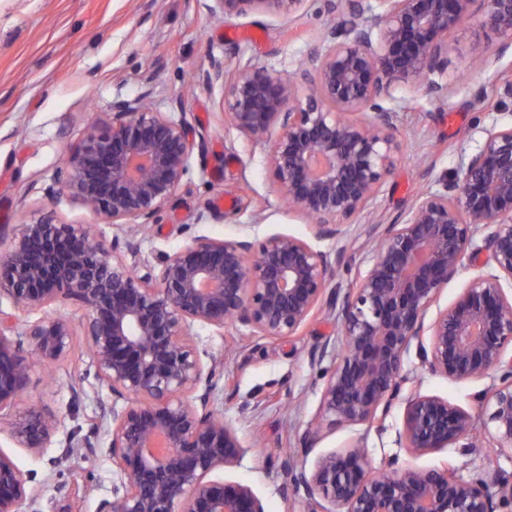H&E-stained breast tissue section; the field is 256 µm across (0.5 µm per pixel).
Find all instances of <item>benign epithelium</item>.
I'll list each match as a JSON object with an SVG mask.
<instances>
[{
  "instance_id": "benign-epithelium-1",
  "label": "benign epithelium",
  "mask_w": 512,
  "mask_h": 512,
  "mask_svg": "<svg viewBox=\"0 0 512 512\" xmlns=\"http://www.w3.org/2000/svg\"><path fill=\"white\" fill-rule=\"evenodd\" d=\"M224 17L293 15L305 0H212ZM348 20L332 26L292 79L266 65L227 76L212 59L204 79L222 83L224 121L255 145L278 193L312 218L318 239H335L363 213L396 167L393 113L381 100L398 85L428 79L448 95V38L467 19L512 38V0H332ZM147 95L117 98L70 150L47 193L79 202L95 224H153L191 169L195 142L184 112H158ZM376 245L355 284L334 281L330 254L285 234L263 240L192 238L152 265L127 267L121 252L140 242L90 236L85 224L18 225L0 250V413L26 391L31 360L59 363L83 332L85 377L107 384L109 452L119 483L98 512H265L246 484L219 471L248 451L212 404L218 364L197 332L240 325L252 334L293 336L327 302L338 310L342 349L327 339L312 360L322 373L317 425L299 436L312 449L322 425L381 424L404 403L399 443L416 455L487 439L512 454V125L485 130L454 177L429 189L391 224L374 225ZM470 262L476 273L426 322L429 309ZM77 302L82 329L47 309ZM456 381L490 379L479 396L481 429L447 399L423 394L405 363ZM210 359L205 364L203 358ZM55 419L29 408L9 422L18 448L42 455ZM90 435L72 448H93ZM307 512H512V485L499 474L465 480L447 462L424 469L394 459L374 468L359 442L319 455L312 467L285 464ZM0 449V512L34 509L36 495Z\"/></svg>"
}]
</instances>
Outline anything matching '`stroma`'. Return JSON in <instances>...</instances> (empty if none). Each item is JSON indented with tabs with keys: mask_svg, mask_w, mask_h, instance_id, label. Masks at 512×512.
I'll use <instances>...</instances> for the list:
<instances>
[{
	"mask_svg": "<svg viewBox=\"0 0 512 512\" xmlns=\"http://www.w3.org/2000/svg\"><path fill=\"white\" fill-rule=\"evenodd\" d=\"M211 0H0V230L12 235L18 224L50 221L87 224L85 209L69 198L49 196L47 186L67 151L79 145L99 113L113 99L150 92L161 112H185L197 149L193 168L173 199L150 225L139 255L127 265L173 253L191 237L289 234L332 253L342 251L337 277L351 285L372 247V227L396 220L428 189L453 177L480 145L491 126L512 124V105L502 106L494 82L512 68L506 36L473 17L449 41L453 91L439 99L427 86H402L385 99L399 133V162L363 215L340 240L317 239L312 223L289 208L275 190L265 149L253 146L224 121L222 85L203 74L211 59L226 71L246 64L273 67L290 77L317 47L328 27L345 22L327 0H306L291 16L250 13L219 19ZM153 76L145 84V76ZM200 335L220 363L214 407L232 421L249 450L227 480L243 483L262 499L265 512H305L301 498L287 492L284 459L315 460L317 455L363 440L373 466L390 459L433 467L449 461L471 479L494 467L512 479V457L483 442L453 444L418 457L403 448L404 407L396 405L383 424L323 428L319 442L303 451L298 437L314 422L320 399L322 365L310 357L326 338H338L337 316L321 305L297 335L265 339L247 328L227 326L223 335ZM84 336H76L68 359L53 367L33 365L24 407L54 415L58 426L46 457L16 447L0 420V449L33 473L39 512H51L61 491L78 494L82 512H97L119 479L107 446L111 404L107 386L84 377ZM407 370L420 391L435 394L482 419L478 395L487 380L455 381L433 374L409 356ZM98 431V446L86 458L53 469L47 456L66 447L71 436Z\"/></svg>",
	"mask_w": 512,
	"mask_h": 512,
	"instance_id": "1",
	"label": "stroma"
}]
</instances>
